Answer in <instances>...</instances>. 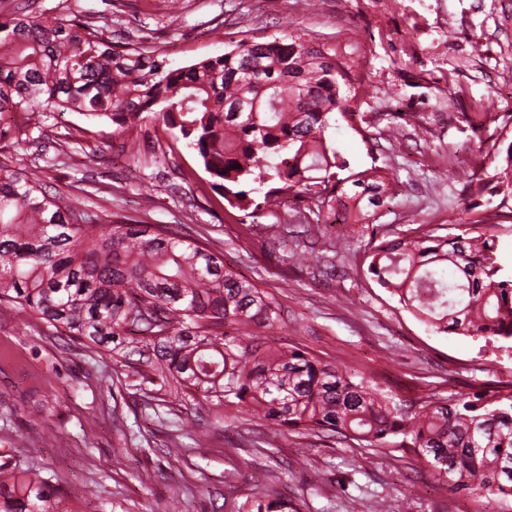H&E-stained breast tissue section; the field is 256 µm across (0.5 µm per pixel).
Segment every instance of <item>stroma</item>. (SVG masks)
<instances>
[{
	"label": "stroma",
	"instance_id": "stroma-1",
	"mask_svg": "<svg viewBox=\"0 0 512 512\" xmlns=\"http://www.w3.org/2000/svg\"><path fill=\"white\" fill-rule=\"evenodd\" d=\"M108 25L113 41L146 39L167 67H186L293 31L335 50L362 76L355 105L377 116L371 147L345 123L330 138L354 170L385 169L399 189L378 235L421 224L459 223L465 210L494 211L491 195L470 196L477 170L492 173L480 140L512 141V0H0V20L20 13ZM487 105L494 122L473 133L461 115ZM423 112L430 125H401L388 113ZM141 152H122L112 124L54 114L18 149L19 167L38 169L49 193L83 201L105 219L153 224L191 235L282 305L270 346H299L355 374H377L398 400L468 394L512 384V353L479 336L435 333L363 265L372 232L346 226L349 251H327L321 227L281 206L252 228L229 217L210 177L162 123L138 130ZM281 226L272 237L268 225ZM311 267L289 264L296 244ZM133 342L123 361L56 331L19 308H0V466L39 469L60 501L56 512H240L271 470L269 486L300 512H368L374 497L394 512H464L467 491L401 448L338 443L308 431L274 437L240 407L196 411L191 398L140 365ZM97 422L87 441L83 425ZM290 478L279 479L281 468ZM234 472L225 485L226 472Z\"/></svg>",
	"mask_w": 512,
	"mask_h": 512
}]
</instances>
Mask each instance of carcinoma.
<instances>
[{
    "instance_id": "1",
    "label": "carcinoma",
    "mask_w": 512,
    "mask_h": 512,
    "mask_svg": "<svg viewBox=\"0 0 512 512\" xmlns=\"http://www.w3.org/2000/svg\"><path fill=\"white\" fill-rule=\"evenodd\" d=\"M354 78L336 54L290 32L190 66L168 69L141 44L116 45L76 19L0 21V138L30 141L55 112L110 121L124 149L147 119L175 130L228 206L245 215L292 198L336 224L377 223L397 196L380 169L356 171L326 136L339 120L374 140L351 105ZM486 180L497 209L458 233L428 224L369 242L366 272L437 333L481 336L512 349V274L495 249L512 223V141L494 142ZM240 168H234V165ZM30 310L91 346L114 352L146 338L164 382L204 393L202 406L242 405L276 431L312 430L372 448L411 449L472 512L512 500V390L485 389L412 404L374 376H354L262 334L280 328L277 299L195 241L163 227L112 221L42 189L38 174L0 158V305ZM47 481L28 468L0 477V512H54ZM248 512H300L272 493Z\"/></svg>"
}]
</instances>
